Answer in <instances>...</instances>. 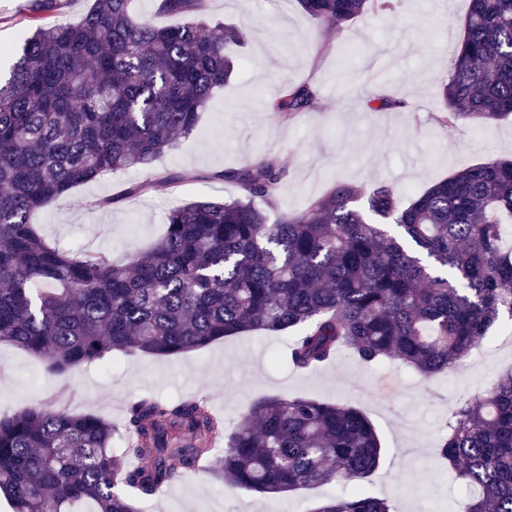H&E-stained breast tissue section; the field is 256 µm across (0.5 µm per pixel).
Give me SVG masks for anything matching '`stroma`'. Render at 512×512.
<instances>
[{
  "label": "stroma",
  "instance_id": "obj_1",
  "mask_svg": "<svg viewBox=\"0 0 512 512\" xmlns=\"http://www.w3.org/2000/svg\"><path fill=\"white\" fill-rule=\"evenodd\" d=\"M34 0H0V70L16 60L21 32L42 17ZM469 0H397L393 13L356 18L325 31L290 0H209L210 21L245 32L238 67L215 91L193 137L155 162V172L184 171L188 181L113 208L92 199L119 193L145 178L139 168L77 187L32 217L61 250H104L125 261L162 237L167 209L179 201L237 196V186L213 179L218 170L276 161L285 176L280 210L297 212L336 182L387 183L403 199L466 167L512 155V124L442 125L439 94L460 40ZM286 82L318 90L311 111L288 125L264 106ZM386 100L370 111L367 98ZM286 334L244 332L201 350L170 357L113 355L84 364L69 383L43 359L0 343V415L28 406L90 413L121 428L129 406L144 396L208 402L225 429L266 396H309L350 404L376 426L383 460L361 486L395 512H452L464 481L438 457L441 429L461 401L479 395L512 370V322L492 330L484 350L458 371L425 379L400 362L368 367L348 352L316 370L288 365ZM128 440V433L120 435ZM259 495L225 485L209 472L181 474L139 512H256Z\"/></svg>",
  "mask_w": 512,
  "mask_h": 512
}]
</instances>
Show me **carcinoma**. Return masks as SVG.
Listing matches in <instances>:
<instances>
[{
  "mask_svg": "<svg viewBox=\"0 0 512 512\" xmlns=\"http://www.w3.org/2000/svg\"><path fill=\"white\" fill-rule=\"evenodd\" d=\"M158 25L135 0H93L75 22L39 25L0 76V342L48 361L67 379L115 352L174 356L245 331L294 333L288 362L313 370L347 350L360 363L398 358L428 378L457 371L473 347L512 321V159L462 169L403 202L386 183L337 182L298 212L277 210L284 172L273 160L218 171L239 195L172 207L161 241L126 264L48 243L32 215L75 188L144 170L196 131L234 71L242 32H208L207 0H157ZM323 29L382 15L390 0H297ZM437 120H512V0H469ZM316 91L287 83L266 102L281 122ZM188 179L134 181L124 199ZM114 447L112 422L30 406L0 416V494L13 512H138L183 472L215 465L225 484L273 497L355 483L380 464V439L356 407L262 397L239 425L195 397L135 401ZM224 443L215 459L213 447ZM476 490L469 512H512V371L450 415L438 448ZM313 512H394L355 492Z\"/></svg>",
  "mask_w": 512,
  "mask_h": 512,
  "instance_id": "1",
  "label": "carcinoma"
}]
</instances>
